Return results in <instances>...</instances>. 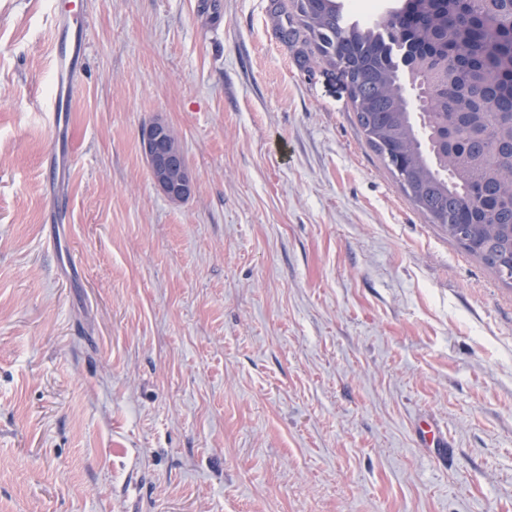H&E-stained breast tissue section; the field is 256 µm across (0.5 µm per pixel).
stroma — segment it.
<instances>
[{"mask_svg":"<svg viewBox=\"0 0 512 512\" xmlns=\"http://www.w3.org/2000/svg\"><path fill=\"white\" fill-rule=\"evenodd\" d=\"M81 2L52 130L49 0H0V512H512V288L408 200L338 74L270 0ZM55 45L53 92L44 100L43 111L52 124L60 123L71 112L81 73L80 61L87 55L88 15L84 10L63 9L53 3ZM141 141L154 185L173 203L181 202L184 194L174 189L191 193L193 174L179 137L165 121L156 119L145 128ZM416 437L420 446L427 448L440 464L446 466L448 462H453V447L434 420L420 421L416 428Z\"/></svg>","mask_w":512,"mask_h":512,"instance_id":"stroma-1","label":"stroma"}]
</instances>
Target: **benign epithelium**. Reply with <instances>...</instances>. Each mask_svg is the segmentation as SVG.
Returning a JSON list of instances; mask_svg holds the SVG:
<instances>
[{
  "instance_id": "7a95c632",
  "label": "benign epithelium",
  "mask_w": 512,
  "mask_h": 512,
  "mask_svg": "<svg viewBox=\"0 0 512 512\" xmlns=\"http://www.w3.org/2000/svg\"><path fill=\"white\" fill-rule=\"evenodd\" d=\"M142 148L157 189L170 201L179 203L193 188V174L182 143L163 120L151 122L142 133Z\"/></svg>"
}]
</instances>
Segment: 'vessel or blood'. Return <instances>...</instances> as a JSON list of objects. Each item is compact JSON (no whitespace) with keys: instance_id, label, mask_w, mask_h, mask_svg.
<instances>
[{"instance_id":"obj_1","label":"vessel or blood","mask_w":512,"mask_h":512,"mask_svg":"<svg viewBox=\"0 0 512 512\" xmlns=\"http://www.w3.org/2000/svg\"><path fill=\"white\" fill-rule=\"evenodd\" d=\"M52 21L55 33L53 92L45 99L43 110L49 121L57 124L72 109L81 62L87 55L89 18L84 11L56 6L52 9ZM416 437L420 446L427 448L440 464L453 461V447L435 421H420Z\"/></svg>"}]
</instances>
